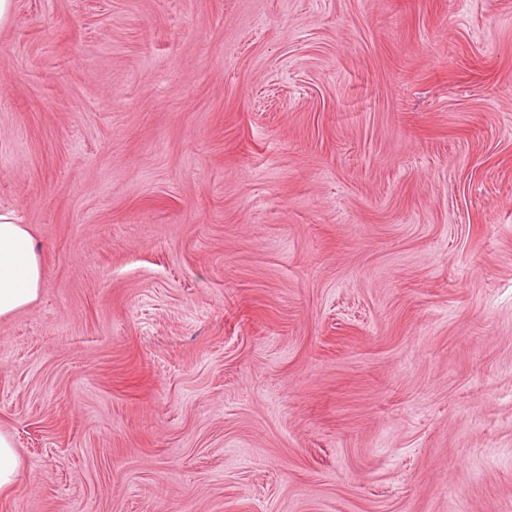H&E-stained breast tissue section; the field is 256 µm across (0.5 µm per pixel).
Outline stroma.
Wrapping results in <instances>:
<instances>
[{
	"label": "stroma",
	"instance_id": "stroma-1",
	"mask_svg": "<svg viewBox=\"0 0 512 512\" xmlns=\"http://www.w3.org/2000/svg\"><path fill=\"white\" fill-rule=\"evenodd\" d=\"M0 512H512V0H14ZM42 280L41 248L30 227L0 213V319L34 303ZM23 465L11 435L0 431V493L14 489Z\"/></svg>",
	"mask_w": 512,
	"mask_h": 512
}]
</instances>
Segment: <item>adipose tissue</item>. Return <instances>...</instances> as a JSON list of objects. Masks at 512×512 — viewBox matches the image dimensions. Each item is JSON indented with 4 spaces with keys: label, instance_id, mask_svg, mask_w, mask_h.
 I'll list each match as a JSON object with an SVG mask.
<instances>
[{
    "label": "adipose tissue",
    "instance_id": "obj_1",
    "mask_svg": "<svg viewBox=\"0 0 512 512\" xmlns=\"http://www.w3.org/2000/svg\"><path fill=\"white\" fill-rule=\"evenodd\" d=\"M42 280L41 248L30 227L0 213V319L34 303Z\"/></svg>",
    "mask_w": 512,
    "mask_h": 512
}]
</instances>
